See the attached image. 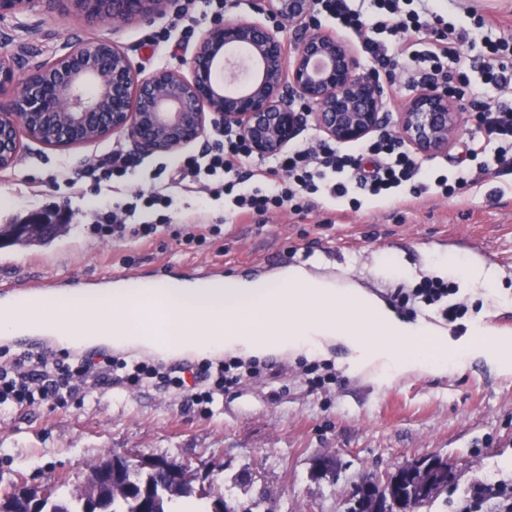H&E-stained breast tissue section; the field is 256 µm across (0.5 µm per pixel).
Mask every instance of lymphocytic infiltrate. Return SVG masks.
Listing matches in <instances>:
<instances>
[{
  "label": "lymphocytic infiltrate",
  "mask_w": 512,
  "mask_h": 512,
  "mask_svg": "<svg viewBox=\"0 0 512 512\" xmlns=\"http://www.w3.org/2000/svg\"><path fill=\"white\" fill-rule=\"evenodd\" d=\"M355 2L317 0L343 34L361 43L372 76L391 82L399 78L413 89L431 86L458 97L486 135L485 144L471 150V157L483 170L512 169V102L506 99L512 91V39H488L484 29L489 21L480 15L474 16L469 28L445 20L432 0H370L366 11ZM247 155L240 135L225 131L202 151L182 157L171 180L186 194L230 197L233 209L223 224L287 205L294 212L307 213L319 199L342 198L353 188L373 197L412 200L431 189L448 195L469 183L464 170L452 179L431 176L402 138L389 132L364 143L358 154L333 141L312 139L296 145L288 155L261 159L245 170L241 161ZM171 203L170 196L156 190L136 193L132 202L101 206L92 231L105 240L130 234L153 239L157 225L141 221L138 210ZM455 292L453 283L427 277L414 294L438 306L441 315L453 322L464 313L463 306L451 300ZM266 369L257 360L231 358L204 362L188 378L161 363L107 358L71 364L39 352L0 351V410L62 404L80 389L102 385L120 383L133 389L147 384L169 392L184 390L192 381L201 389L190 400L202 405L213 402L227 387L262 376Z\"/></svg>",
  "instance_id": "1"
}]
</instances>
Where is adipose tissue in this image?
Listing matches in <instances>:
<instances>
[{"label":"adipose tissue","mask_w":512,"mask_h":512,"mask_svg":"<svg viewBox=\"0 0 512 512\" xmlns=\"http://www.w3.org/2000/svg\"><path fill=\"white\" fill-rule=\"evenodd\" d=\"M440 265L459 272L466 288H492L499 281L497 269L480 259L463 262L448 254ZM141 296L164 302L174 354L320 353L336 343L349 349L357 367H377L396 376L417 370L443 374L476 354L501 369L512 367L511 340L488 345L475 337L464 344L449 343L447 329L403 321L364 286H343L301 266L268 280L228 277L199 288L152 281L122 284L90 308L68 299L45 301L35 327L65 341L106 336L119 346H145L149 338L137 303Z\"/></svg>","instance_id":"obj_1"}]
</instances>
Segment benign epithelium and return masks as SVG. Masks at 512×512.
I'll return each mask as SVG.
<instances>
[{"instance_id":"1","label":"benign epithelium","mask_w":512,"mask_h":512,"mask_svg":"<svg viewBox=\"0 0 512 512\" xmlns=\"http://www.w3.org/2000/svg\"><path fill=\"white\" fill-rule=\"evenodd\" d=\"M40 4L60 6L94 26L101 18L150 23L175 0H0V15ZM314 0H258L259 18L213 23L190 50L188 72L143 73L131 50L110 38L81 40L47 64L24 67L13 53L0 54V170L15 166L22 139L65 152L110 138L123 140L131 156L171 155L234 128L257 157L283 153L313 122L338 144L362 142L384 123V86L359 71L349 42L312 25ZM295 38L287 43L283 27ZM95 86L92 96L84 93ZM457 101L424 89L397 114L402 139L416 153L448 150L461 123ZM445 461L419 458L400 466L392 483L410 474L427 489L435 479H453ZM146 468L177 481L191 465L175 467L162 457L125 456L100 463L96 482L110 485L124 469ZM42 486L22 480L0 493L25 512H39ZM370 512H389L387 501L365 481L352 493Z\"/></svg>"}]
</instances>
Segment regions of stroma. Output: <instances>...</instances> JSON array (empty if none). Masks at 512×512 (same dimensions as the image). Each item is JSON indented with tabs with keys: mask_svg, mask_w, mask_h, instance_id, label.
Returning a JSON list of instances; mask_svg holds the SVG:
<instances>
[{
	"mask_svg": "<svg viewBox=\"0 0 512 512\" xmlns=\"http://www.w3.org/2000/svg\"><path fill=\"white\" fill-rule=\"evenodd\" d=\"M448 20L467 11L493 15L497 35L512 36V0H440ZM170 15L153 25L85 26L74 15L41 7L0 18V50L41 62L74 41L116 37L133 50L144 72L186 70L190 43L169 29ZM170 31L167 43L149 41ZM477 122L463 113L447 152L426 158L432 175L453 174L463 164ZM112 140L60 153L24 141L16 167L0 172V225L21 223L34 212L55 208L67 187L50 189L62 171H80L108 154ZM473 182L452 196H426L411 203L348 199L326 201L310 214L282 210L223 226L219 235L197 241L203 225L224 214L223 201L177 199L164 231L150 243L129 237L104 241L89 225L67 230L42 245H0V283L31 278H114L124 271L148 280L158 270L185 280L202 265L219 263L228 276L262 278L289 265L316 274L355 280L376 293L405 321L447 325L453 341L474 326L512 336V174L472 168ZM475 256L493 265L494 288H463L454 296L465 315L445 323L436 307L403 308L395 295L422 276H441L447 253ZM303 352L273 355L288 365L274 380L226 389L208 406L193 405L187 393L120 386L89 391L64 407H24L0 416V489L26 477L44 483L65 477L85 481L92 465L121 454L133 459L162 457L191 463L194 488L211 487L226 497L259 501V512H346L354 486L365 476L385 479L405 462L429 455L448 460L454 481L446 500L417 512H457L464 493L477 482L512 483V371L500 372L484 359L469 360L445 374L413 372L392 382L375 370L351 372L349 352L329 346L323 358L336 381L311 388L302 374ZM335 457L321 471L318 458Z\"/></svg>",
	"mask_w": 512,
	"mask_h": 512,
	"instance_id": "35a3bbf8",
	"label": "stroma"
}]
</instances>
